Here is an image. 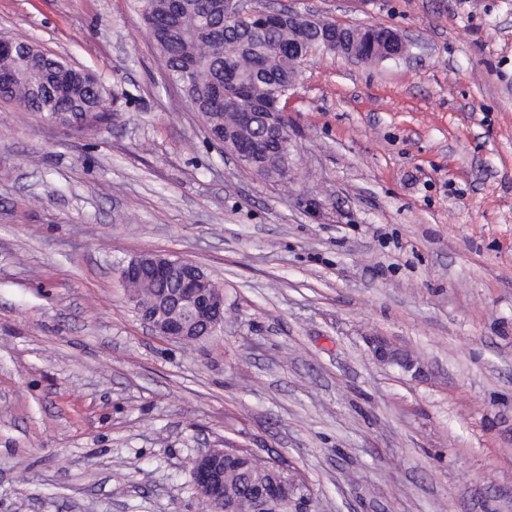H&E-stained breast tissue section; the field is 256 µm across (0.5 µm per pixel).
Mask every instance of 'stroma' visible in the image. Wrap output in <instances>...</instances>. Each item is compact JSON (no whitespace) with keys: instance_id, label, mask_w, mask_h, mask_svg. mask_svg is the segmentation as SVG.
<instances>
[{"instance_id":"1","label":"stroma","mask_w":512,"mask_h":512,"mask_svg":"<svg viewBox=\"0 0 512 512\" xmlns=\"http://www.w3.org/2000/svg\"><path fill=\"white\" fill-rule=\"evenodd\" d=\"M290 5L414 45L304 61L280 183L210 140L134 0H0L112 112L0 101V512H201L190 461L224 446L315 512H512V0ZM147 252L211 275L223 330L142 324L117 268Z\"/></svg>"}]
</instances>
